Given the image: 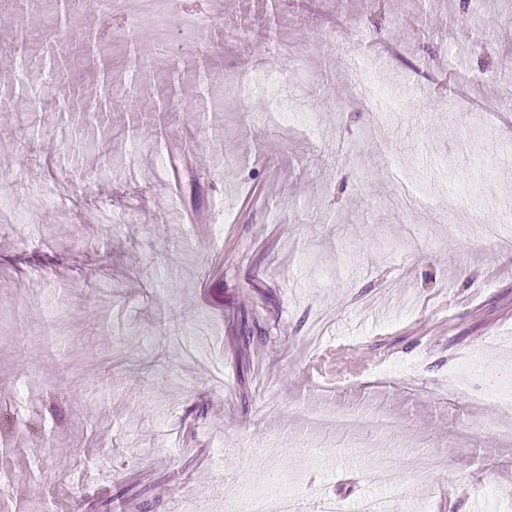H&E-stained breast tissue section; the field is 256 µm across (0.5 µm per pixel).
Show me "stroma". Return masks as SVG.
Here are the masks:
<instances>
[{
  "instance_id": "obj_1",
  "label": "stroma",
  "mask_w": 512,
  "mask_h": 512,
  "mask_svg": "<svg viewBox=\"0 0 512 512\" xmlns=\"http://www.w3.org/2000/svg\"><path fill=\"white\" fill-rule=\"evenodd\" d=\"M198 2L219 49L204 54L180 0L134 10L145 93L98 128L58 101L124 67L110 40L32 86L38 139L22 104L0 110V201L37 217L0 226V512H86L107 494L109 512H248L252 448L297 512L358 500L388 459L403 471L385 493L413 512H512V442L480 394L512 388V125L496 117L512 0ZM17 25L0 7V99L25 67ZM269 31L300 97L286 123ZM382 42L399 50L379 64ZM350 55L369 66L361 96ZM203 60L241 93L201 118ZM235 326L253 338L242 362ZM364 407L398 421L367 447L316 422Z\"/></svg>"
}]
</instances>
